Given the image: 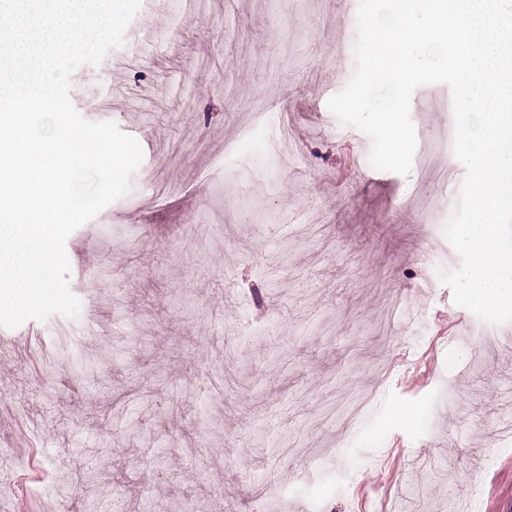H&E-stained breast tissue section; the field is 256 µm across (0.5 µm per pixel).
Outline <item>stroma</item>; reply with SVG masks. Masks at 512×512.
Wrapping results in <instances>:
<instances>
[{
  "instance_id": "1",
  "label": "stroma",
  "mask_w": 512,
  "mask_h": 512,
  "mask_svg": "<svg viewBox=\"0 0 512 512\" xmlns=\"http://www.w3.org/2000/svg\"><path fill=\"white\" fill-rule=\"evenodd\" d=\"M348 8L142 0L75 70L143 160L66 241L78 315L0 327V512H79L54 476L84 468L100 512H512V322L426 259L466 174L452 92L411 96L428 163L373 168L328 108Z\"/></svg>"
}]
</instances>
